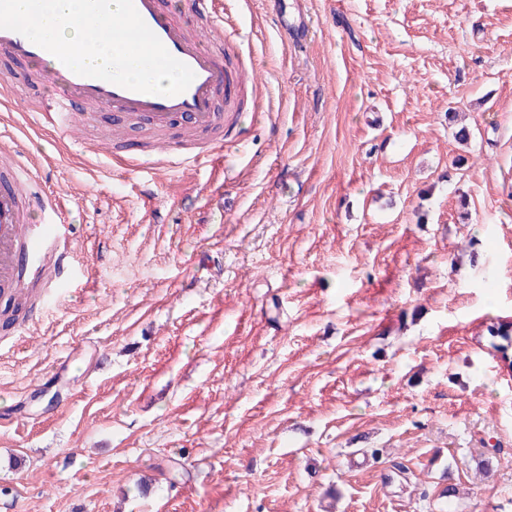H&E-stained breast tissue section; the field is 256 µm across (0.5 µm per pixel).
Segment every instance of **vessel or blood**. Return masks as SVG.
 <instances>
[{"instance_id": "b4317fda", "label": "vessel or blood", "mask_w": 512, "mask_h": 512, "mask_svg": "<svg viewBox=\"0 0 512 512\" xmlns=\"http://www.w3.org/2000/svg\"><path fill=\"white\" fill-rule=\"evenodd\" d=\"M134 5L147 26L167 51L186 64L195 74L188 88L176 95L133 91L114 83L74 73L62 62L52 60L50 52L25 36L0 29V52L29 63L21 85L11 88L13 98H20L26 86L40 83L41 73L33 66L51 61L56 93L36 103H26L27 111L36 113L40 124L62 134H69L76 119L91 120L92 110H111L120 123L146 120L154 131L166 134L163 151L153 155H121L112 151L113 162L127 167L153 163L182 165L186 152L171 137L176 120H188L191 130L202 137L207 153L224 146V138L235 127L230 115L237 111V90L246 81L243 67L228 65L224 51L204 46L191 33L181 16L164 11L159 0H134ZM225 106L216 109V98ZM83 102L89 110L76 115L75 102ZM0 153L13 156L16 150L0 145ZM70 226L62 205V197L48 190L40 167L15 160L0 174V287L19 288L21 281H39L46 275V257L55 253L54 271L58 282L74 280L70 253L58 250L60 240L68 238Z\"/></svg>"}]
</instances>
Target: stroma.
<instances>
[{
    "mask_svg": "<svg viewBox=\"0 0 512 512\" xmlns=\"http://www.w3.org/2000/svg\"><path fill=\"white\" fill-rule=\"evenodd\" d=\"M287 2L188 21L261 84L216 160L0 106L77 273L0 350V512H512V0Z\"/></svg>",
    "mask_w": 512,
    "mask_h": 512,
    "instance_id": "1",
    "label": "stroma"
}]
</instances>
